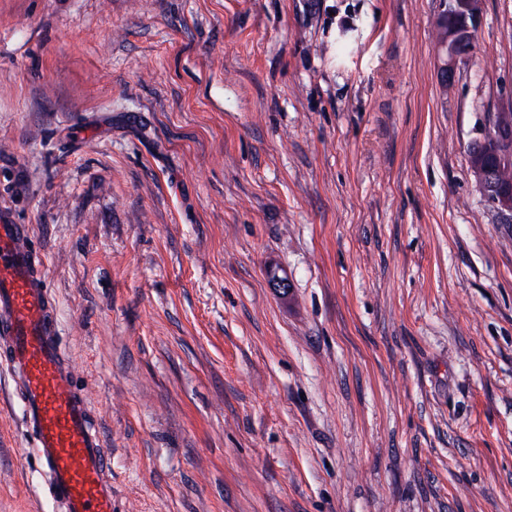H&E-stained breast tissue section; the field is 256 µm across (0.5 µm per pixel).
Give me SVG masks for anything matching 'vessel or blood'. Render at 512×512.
I'll return each mask as SVG.
<instances>
[{
  "instance_id": "obj_1",
  "label": "vessel or blood",
  "mask_w": 512,
  "mask_h": 512,
  "mask_svg": "<svg viewBox=\"0 0 512 512\" xmlns=\"http://www.w3.org/2000/svg\"><path fill=\"white\" fill-rule=\"evenodd\" d=\"M54 310L30 225L0 214V358L15 383L31 453L63 512H113L110 457L75 385Z\"/></svg>"
}]
</instances>
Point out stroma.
Here are the masks:
<instances>
[{
    "label": "stroma",
    "mask_w": 512,
    "mask_h": 512,
    "mask_svg": "<svg viewBox=\"0 0 512 512\" xmlns=\"http://www.w3.org/2000/svg\"><path fill=\"white\" fill-rule=\"evenodd\" d=\"M438 10L0 0V213L114 512H512V224L467 153L512 0L446 85ZM0 512H56L2 363Z\"/></svg>",
    "instance_id": "stroma-1"
}]
</instances>
